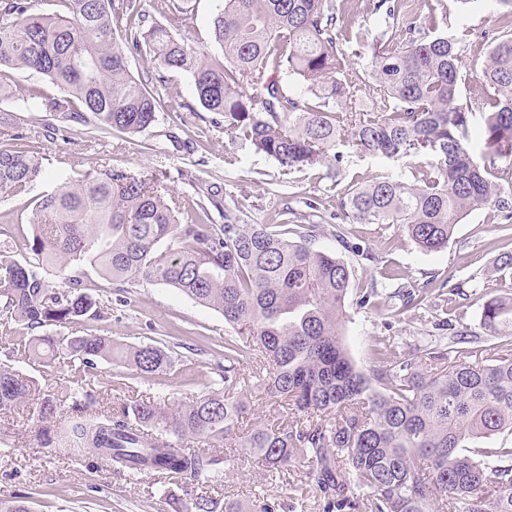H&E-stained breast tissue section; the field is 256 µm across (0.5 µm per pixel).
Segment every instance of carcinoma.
I'll list each match as a JSON object with an SVG mask.
<instances>
[{"mask_svg": "<svg viewBox=\"0 0 512 512\" xmlns=\"http://www.w3.org/2000/svg\"><path fill=\"white\" fill-rule=\"evenodd\" d=\"M65 14L37 13L31 0H0V96L12 93L11 75L47 76L57 94H34L42 111L64 122L136 136L158 121L163 100L129 71L126 51L145 52L162 73H190L197 100L224 116V130L286 168L339 162L336 141L388 158L441 152L435 172L416 181L380 175L346 190L340 207L347 224H395L417 247L448 244L470 212L492 206L512 212V193L473 162L470 117L483 120L484 143L497 157L512 156V0H494L497 36L479 77L487 94L458 91L463 38L448 34L441 3L426 34L408 15L401 30L353 36L368 54L365 77L351 75L340 48L343 11L335 0H224L213 18L220 53L196 50L177 33L182 0H168L170 26L145 25L139 0H62ZM370 84L375 106L360 112L359 85ZM298 85L301 94L291 91ZM20 146H0V199L29 193L45 171V152L13 135ZM184 218L172 189L112 169L61 184L41 197L30 223L39 225L26 249L0 230V312L29 331L101 317L76 266L88 264L121 287L153 281L174 287L224 316L235 335L224 337L221 382L203 395L170 405L147 397L121 412L91 415L89 381L100 363L138 375L163 373L174 356L152 344L123 346L109 336L35 335L17 346L46 363L64 360L80 379L61 396L45 390L29 419L43 448H76L117 472L155 474L223 485L239 461L254 457L276 473L299 458L325 502L324 512H361L363 488L371 512H512V292L484 299L478 333L465 329L448 344L432 341L396 356L379 348L382 365L365 371L343 342L351 268L310 247L303 225L224 223ZM63 276L49 286L45 272ZM419 296L398 292L396 315L416 308ZM375 278L360 288L358 306L383 305ZM268 365L258 376L266 396L296 420L258 423L240 447L220 455L212 447L236 435L249 402L238 391L242 358ZM34 380L0 364V415L36 392ZM71 403L69 424L56 415ZM205 448L183 445L187 439ZM175 512H216L200 496ZM256 494L251 506L224 502V512H277ZM0 512H31L27 501L0 498Z\"/></svg>", "mask_w": 512, "mask_h": 512, "instance_id": "cac0c4a2", "label": "carcinoma"}]
</instances>
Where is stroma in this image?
<instances>
[{"instance_id": "obj_1", "label": "stroma", "mask_w": 512, "mask_h": 512, "mask_svg": "<svg viewBox=\"0 0 512 512\" xmlns=\"http://www.w3.org/2000/svg\"><path fill=\"white\" fill-rule=\"evenodd\" d=\"M219 5L220 0H188V13L179 28L188 43L211 54L219 51L211 34ZM498 30L494 0H479L465 13L449 8V33L465 37L462 96L484 94L474 61L486 52ZM128 64L135 77L148 80L150 90L179 100V108L165 109L156 124L137 136L75 124L57 140L45 143L52 161L31 193L0 199V230L15 238L17 261L28 257L24 243L33 233L29 217L36 198L84 174L114 168L136 179L163 182L191 215L198 214L199 202L211 194L235 210L244 224H287L293 214L315 212L319 221L309 239L312 249L342 258L354 272L346 300L344 342L364 369L377 366V343L391 339L406 352L426 337H448L461 327H478L482 294L512 288V274L499 281L488 276L494 261L508 249L501 231L506 215L492 207L466 217L436 252L420 250L386 224H354L347 242L336 239L345 190L379 174L412 180L418 170L438 165L439 155L419 152L387 158L341 142L336 146L342 158L339 178L329 177L323 166L289 170L225 132L223 117L200 108L188 73L168 71L163 79L152 78L149 59L142 54H130ZM13 79L12 95L0 98V145L10 144L13 129L35 137L46 123L45 112L28 96L30 88L48 96L56 92L48 78L31 71L14 72ZM387 269L398 270L409 291L444 286L461 289L463 296L445 310L430 297L417 313L400 317L385 307H357L365 280ZM83 271L84 286L98 299L103 315L57 327L58 335L105 334L123 344L151 343L182 356L170 373L149 377L99 364L94 386L99 409L110 412L149 396L177 404L202 395L224 362L228 329L223 317L167 285L144 281L121 290L91 266ZM4 357L42 389L61 393L73 385L66 368L46 366L20 350L9 355L0 348V359ZM34 428L26 410L0 415V497L23 496L32 512H171L170 501H187L207 489L202 482L119 473L72 450L48 453L35 441ZM306 471L305 464L297 462L270 475L256 458H248L227 476L218 494L245 503L260 490L278 504L279 512H322L320 494Z\"/></svg>"}]
</instances>
